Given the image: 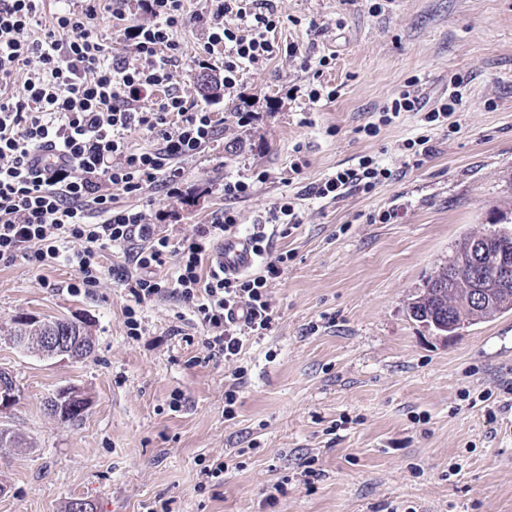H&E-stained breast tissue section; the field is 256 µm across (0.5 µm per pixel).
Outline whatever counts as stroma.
I'll return each mask as SVG.
<instances>
[{
  "label": "stroma",
  "mask_w": 512,
  "mask_h": 512,
  "mask_svg": "<svg viewBox=\"0 0 512 512\" xmlns=\"http://www.w3.org/2000/svg\"><path fill=\"white\" fill-rule=\"evenodd\" d=\"M276 6L279 54L215 105L223 135L182 161L183 195L160 204L169 232L183 236L224 207L225 177L270 172L234 204L247 226L297 198L302 224L272 243L291 258L270 285L271 333L249 338L236 359L208 361L198 318L170 294L144 309L134 340L116 277L75 295L65 263L0 265V326L25 315L79 320L94 341L71 361L0 335V370L18 388L0 427L25 440L0 450V512H65L76 498L90 512H512V408L487 420L512 382V311L450 338L408 315L461 238L512 229V0ZM291 46L308 67L289 59ZM411 80L425 110L460 92L454 114L428 124L403 112L366 135ZM319 83L333 100H309ZM243 110L254 115L245 127ZM423 134L434 154L407 165L408 143ZM299 155L307 165L296 174ZM366 155L393 172L373 192L334 203L304 194ZM388 210L394 218L381 223ZM240 367L228 417L224 391ZM67 386L91 400L82 421L45 409ZM216 460L223 478L206 477Z\"/></svg>",
  "instance_id": "1"
}]
</instances>
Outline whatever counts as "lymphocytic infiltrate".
<instances>
[{"mask_svg":"<svg viewBox=\"0 0 512 512\" xmlns=\"http://www.w3.org/2000/svg\"><path fill=\"white\" fill-rule=\"evenodd\" d=\"M134 2V12L112 11L128 51L123 57L97 32L101 0L62 8L37 39L31 32L41 23L45 0H0V81L16 79L22 88L0 95V263L21 259L37 270L65 263L76 273L68 289L78 294L100 283L106 250L128 248L130 267L120 277L131 299L124 310L128 336L143 335V307L169 291L199 317L209 358L231 360L246 337L273 328L269 285L281 277L289 255L272 253L271 240L302 224L301 211L285 199L275 203L264 226L248 235L260 272L227 276L206 262L221 240L240 234L232 201L250 196L268 171L225 178L228 207L179 238L157 232L150 213L114 199L152 186L178 196L181 161L218 133L208 106L174 88L178 31H202L197 69L213 71V55L223 50L222 84L232 93L243 66L262 67L279 53L273 34L282 15L273 0H207L205 10L193 13L185 0ZM135 129L151 134V148L129 150L125 134ZM391 176L364 156L309 193L335 201L372 192ZM170 262L177 268L171 282L158 275Z\"/></svg>","mask_w":512,"mask_h":512,"instance_id":"obj_1","label":"lymphocytic infiltrate"}]
</instances>
